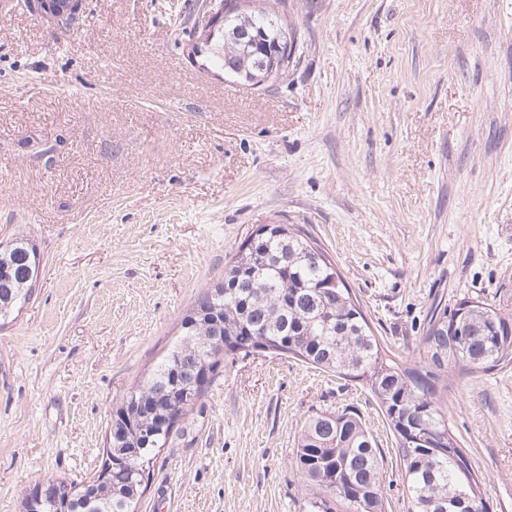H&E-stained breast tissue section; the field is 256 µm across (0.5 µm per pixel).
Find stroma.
I'll return each mask as SVG.
<instances>
[{
    "label": "stroma",
    "instance_id": "stroma-1",
    "mask_svg": "<svg viewBox=\"0 0 512 512\" xmlns=\"http://www.w3.org/2000/svg\"><path fill=\"white\" fill-rule=\"evenodd\" d=\"M167 2L85 0L66 33L0 14V240L41 261L0 324V512L100 469L113 406L260 225L304 228L411 362L434 308H512V0H267L297 46L260 91L199 71ZM447 407L491 512H512V365ZM345 410L408 512L371 394L267 353L222 362L138 512H303L300 427Z\"/></svg>",
    "mask_w": 512,
    "mask_h": 512
}]
</instances>
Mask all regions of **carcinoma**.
Listing matches in <instances>:
<instances>
[{
  "label": "carcinoma",
  "mask_w": 512,
  "mask_h": 512,
  "mask_svg": "<svg viewBox=\"0 0 512 512\" xmlns=\"http://www.w3.org/2000/svg\"><path fill=\"white\" fill-rule=\"evenodd\" d=\"M244 28H262L265 43L284 37L278 18L240 10L224 19L218 69L239 83L265 81L264 55L239 40ZM238 247L224 266V299L208 290L181 320V339L157 368L127 393L143 401L142 420L162 403L172 420L142 447L127 421L126 399L112 410L110 434L139 448L134 466L112 468L97 488L95 512H136L154 459L175 429L205 395L215 368L228 356L255 352L292 357L365 386L392 431L408 512H475L485 491L448 426L443 401L456 379L512 364V336L499 333L512 309L463 298L469 309L458 320L462 335H449L458 310L433 312L421 340L420 361L408 363L385 348L334 264L320 247L288 224ZM35 247L13 238L0 247V321L30 299L39 272ZM336 279L328 291L326 282ZM198 353L209 361L207 377L172 368ZM296 471L308 487L305 512H386L383 456L369 428L352 412H322L305 420L296 448Z\"/></svg>",
  "instance_id": "1"
}]
</instances>
